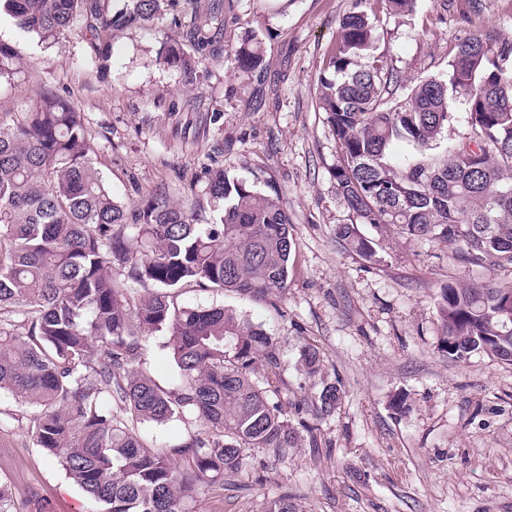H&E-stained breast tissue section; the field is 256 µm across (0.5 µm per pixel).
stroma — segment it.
Masks as SVG:
<instances>
[{
    "mask_svg": "<svg viewBox=\"0 0 512 512\" xmlns=\"http://www.w3.org/2000/svg\"><path fill=\"white\" fill-rule=\"evenodd\" d=\"M350 0H176L168 15L113 32L109 60H92L74 27L49 43L0 21V41L24 59L0 85V113L41 88L69 98L85 117L93 159L112 194L131 206L161 188L190 210L206 204L209 170L224 169L278 194L295 246L287 290L257 301L184 289L185 305H221L278 342L290 403L307 423L287 455L246 451L224 486L202 488L193 512H263L289 495L296 512H512V361L477 350L465 360L440 348L439 303L448 283L512 282V269L471 268L448 247L388 225L359 231L366 259L339 240L353 215L332 176L336 139L318 108L317 82ZM376 46L405 86L444 73L469 34L512 37V0H417L389 13L371 0ZM203 26L213 45L192 68L164 66L166 37ZM258 41L262 62L232 69L225 51ZM317 348L321 374L301 370ZM335 410L315 411L324 385ZM405 398L404 411L392 403ZM32 414L0 392V482L15 501L31 494L55 512H92L85 493L33 441Z\"/></svg>",
    "mask_w": 512,
    "mask_h": 512,
    "instance_id": "1",
    "label": "stroma"
}]
</instances>
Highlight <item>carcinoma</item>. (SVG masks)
<instances>
[{
  "label": "carcinoma",
  "mask_w": 512,
  "mask_h": 512,
  "mask_svg": "<svg viewBox=\"0 0 512 512\" xmlns=\"http://www.w3.org/2000/svg\"><path fill=\"white\" fill-rule=\"evenodd\" d=\"M173 4L123 0L112 14L101 0H0V18L41 42L82 22L104 62L100 32L149 23ZM366 4L351 0L318 84L339 148V196L358 224L442 243L474 267H512V39L470 35L446 74L396 100L399 76L377 53ZM225 57L247 71L262 54L244 44ZM22 59L18 47L0 42V83ZM163 62L190 67L183 42L169 38ZM457 98L471 133L445 144ZM395 142L411 147L404 164L392 155ZM92 153L83 112L52 89L0 115V390L33 410L36 445L99 512H191L203 486L242 468L245 450L286 455L299 432L283 409L288 388L275 339L222 307L184 305L181 291L280 296L290 222L278 198L220 169L204 189L210 220L171 203L162 189L124 206ZM336 235L363 257L376 256L357 224L340 225ZM134 283L147 293L133 292ZM440 313L449 356L481 349L512 361V283H450ZM162 331L176 368L169 385L134 369L143 338ZM301 362L314 376L319 351L304 352ZM338 399L336 386L323 387L317 414L331 413ZM114 401L123 415L112 413ZM173 419L202 431L158 452L134 428ZM0 512H52V505L35 495L19 504L0 483Z\"/></svg>",
  "instance_id": "cac0c4a2"
}]
</instances>
